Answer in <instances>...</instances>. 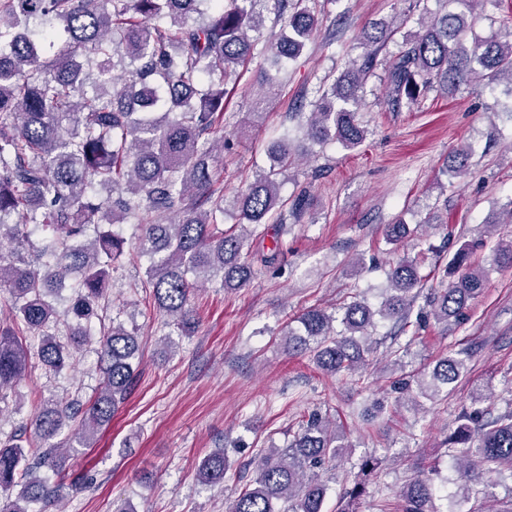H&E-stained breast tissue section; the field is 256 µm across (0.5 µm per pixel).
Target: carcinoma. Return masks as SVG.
<instances>
[{
	"label": "carcinoma",
	"instance_id": "cac0c4a2",
	"mask_svg": "<svg viewBox=\"0 0 512 512\" xmlns=\"http://www.w3.org/2000/svg\"><path fill=\"white\" fill-rule=\"evenodd\" d=\"M264 0H0V240L13 249L0 254V291L10 295L16 325L39 337L43 365L60 372L86 346L97 345L103 382L83 412L78 443L94 444L132 390L141 350L139 329L112 319L95 329L109 305L112 281L128 240L114 230L132 224L138 254L148 266L145 287L153 306L181 334L197 321L190 295L218 279L242 288L255 270L243 253L244 234L219 228L232 212L237 226L304 215L309 196H281L278 176L294 163L292 139L284 134L268 148L269 169L258 172L231 199L217 166L224 159V99L237 70L259 61L262 84H281V73L312 41L322 24L319 0H274L283 21L261 45L249 32L262 27L256 5ZM473 20L446 12L405 40L388 64L397 111L427 90L453 93L480 86L477 69L512 85V42L496 39L467 46ZM397 28L379 21L362 29L365 53L350 61L337 80L318 90L305 137L354 150L367 130L350 105L378 65V52ZM471 146L460 145L452 172L466 170ZM49 230L38 246L33 237ZM481 242L462 243L449 262L457 278L423 289L420 258L398 259L387 272L390 294L379 308L356 299L332 314L318 307L298 316L301 329L285 333L288 350L307 353L328 375H362L374 352L370 330L376 318L406 321L423 299L416 321L430 316L458 321L484 288L474 254ZM75 273L74 294L60 291ZM67 302L70 324L59 339L55 305ZM27 346L18 332L0 324V391L26 371ZM469 353L458 350L432 370L399 378L393 390L418 405L469 372ZM78 416L68 404L43 402L30 418L42 441L29 459L21 437L0 439V512H44L61 498L64 483H49L46 471L62 473L68 455L54 439ZM450 436L458 474L453 502H468L485 475L512 474V411L486 420L475 409L459 417ZM346 448L328 419L312 412L284 448L258 461L256 477L229 512H324L326 485L318 470L334 469ZM382 460L360 459L340 512H358L367 485L379 477ZM224 449L204 458L201 480H224ZM432 479L417 477L402 490L396 512H427Z\"/></svg>",
	"mask_w": 512,
	"mask_h": 512
}]
</instances>
